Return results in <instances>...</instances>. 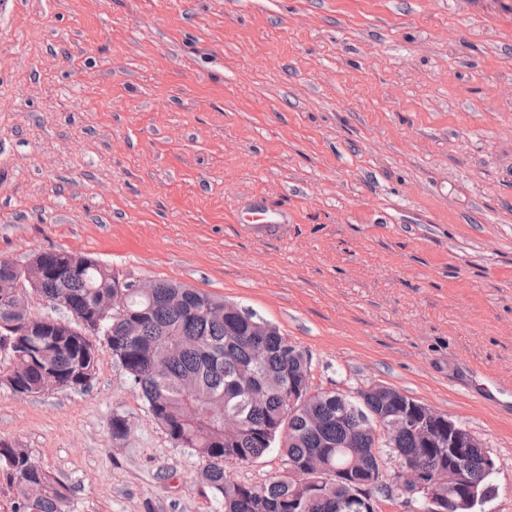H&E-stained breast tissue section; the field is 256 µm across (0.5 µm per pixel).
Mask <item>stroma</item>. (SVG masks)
<instances>
[{
	"label": "stroma",
	"instance_id": "obj_1",
	"mask_svg": "<svg viewBox=\"0 0 512 512\" xmlns=\"http://www.w3.org/2000/svg\"><path fill=\"white\" fill-rule=\"evenodd\" d=\"M60 249L276 324L313 390L460 422L474 512H512V0H0V257ZM97 358L83 391L0 381V439L76 512H218Z\"/></svg>",
	"mask_w": 512,
	"mask_h": 512
}]
</instances>
